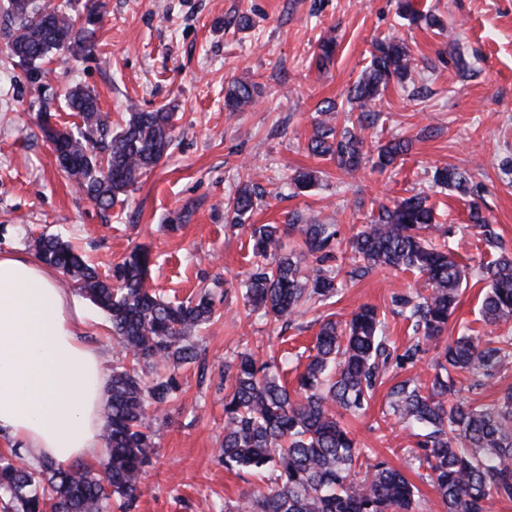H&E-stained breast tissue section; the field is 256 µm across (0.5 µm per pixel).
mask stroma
Wrapping results in <instances>:
<instances>
[{
	"mask_svg": "<svg viewBox=\"0 0 512 512\" xmlns=\"http://www.w3.org/2000/svg\"><path fill=\"white\" fill-rule=\"evenodd\" d=\"M415 2L440 16L448 33L401 18L397 0H104L93 56L66 62L53 54L45 91L28 83L0 34V251H25L32 237L58 233L106 270L143 245L155 257L148 284L164 298L181 301L206 286L215 290L214 317L190 334L200 358L180 367L153 362L142 368L149 380L174 376L179 390L154 424L155 455L135 512H222L236 504L245 484L256 483V476L227 470L218 459L224 365L238 353L258 349L288 357L281 379L293 384L324 317L344 321L363 304L385 314L396 348L408 344L411 332L392 300L424 289L423 278L378 270L352 281L343 257L346 239L379 205L428 196L468 267L444 338L468 330L490 335L478 307L486 287L479 267L492 255L470 225L469 207L481 206L505 252H512V0ZM238 14L249 16L248 28L229 25ZM452 33L468 52V68L456 62ZM385 36L406 44L415 65L403 82L382 89L375 107L380 117L362 135L371 145L405 137L411 150L395 168L342 174L313 156L308 142L328 103L336 105L331 123L349 119L346 92L368 66L373 42ZM324 39L337 47L322 65L318 45ZM236 81L254 85V101L231 112L224 89ZM75 86L95 91L115 128L133 107L163 106L175 114L167 155L107 211L78 192L37 128L46 102L58 123L75 122L64 102ZM446 166L468 171L478 193L437 188L433 173ZM298 170L316 172L318 182L292 197L285 183ZM245 182L265 191L252 223L284 224L298 211L340 227L338 258L330 263L342 284L338 295L286 328L252 312L234 286L253 263L248 233L226 221L229 196ZM224 280L231 289L221 288ZM76 301L88 317V343L112 367L117 350L107 316L85 296ZM436 357L429 349L389 374L363 414L342 417L370 456L417 483L416 512H443V506L418 477L417 439L395 418L388 392L409 377L430 380Z\"/></svg>",
	"mask_w": 512,
	"mask_h": 512,
	"instance_id": "obj_1",
	"label": "stroma"
}]
</instances>
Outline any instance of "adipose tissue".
<instances>
[{
	"label": "adipose tissue",
	"mask_w": 512,
	"mask_h": 512,
	"mask_svg": "<svg viewBox=\"0 0 512 512\" xmlns=\"http://www.w3.org/2000/svg\"><path fill=\"white\" fill-rule=\"evenodd\" d=\"M86 317L32 257L0 252V435L66 468L98 455L107 378Z\"/></svg>",
	"instance_id": "obj_1"
}]
</instances>
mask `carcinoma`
<instances>
[{
  "mask_svg": "<svg viewBox=\"0 0 512 512\" xmlns=\"http://www.w3.org/2000/svg\"><path fill=\"white\" fill-rule=\"evenodd\" d=\"M103 3L87 7V20L65 9L46 10L36 0H8L7 50L27 66L28 81L42 86L48 74L44 60L52 51L85 59L96 48V30ZM402 16L445 31L443 20L423 14L410 0H401ZM414 66L406 45L394 38L376 41L370 64L347 95L351 124L317 123L309 150L332 161L344 174L370 163L393 168L408 154L410 140L395 138L370 150L361 130L375 120L373 105L380 88L404 80ZM253 101V88L234 83L224 93L226 107L237 110ZM67 108L80 123L60 126L49 108L40 113V129L53 149L70 162L65 172L100 209L112 208L155 168L171 146L173 113L159 109L134 111L117 132L105 121L96 93L82 86L68 91ZM311 171L292 178L303 193L316 185ZM433 182L464 194L474 192L472 178L455 168H437ZM255 185L236 189L231 224L249 232L257 261L240 282L244 300L275 321L291 323L310 301L336 295V276L319 264L335 258L340 228L311 222L298 211L286 227L297 232L303 248L278 254L284 229L279 224H250L261 201ZM469 220L485 243L499 247V234L470 207ZM445 238L449 230L436 221L426 196L414 195L381 204L368 224L348 240L352 279L379 269L411 272L424 278L426 292L394 297L398 315L413 332L403 353H394L385 319L364 305L350 320L320 323L308 363L290 389L280 380V366L255 351H245L227 364L230 385L224 394V467L269 474L267 490L246 489L234 508L224 512H415L417 487L382 460L363 464L362 451L336 418V409L353 415L365 410L378 382L389 371L414 363L438 343L448 328L466 280V265L453 250L434 246L429 235ZM30 246L44 263L66 273L78 289L112 321L119 358L112 366L106 425L102 435L105 459L99 470L76 463L66 469L49 460L30 463L12 450L0 455V512H132L140 481L154 454L153 421L177 390L171 379L145 386L132 359L145 363L167 360L175 366L198 358L189 342L193 328L214 311L212 293L172 303L146 287L153 256L134 247L103 275L87 264L60 236L41 235ZM489 281L481 299L480 320L487 326L512 321V257L500 253L481 266ZM512 364V333L482 338L463 334L443 348L431 382L408 379L390 391L394 414L424 431L419 474L438 493L445 512H489L495 498L512 501V387L489 403L450 402L465 379L483 389ZM365 471H359V468Z\"/></svg>",
  "mask_w": 512,
  "mask_h": 512,
  "instance_id": "1",
  "label": "carcinoma"
}]
</instances>
